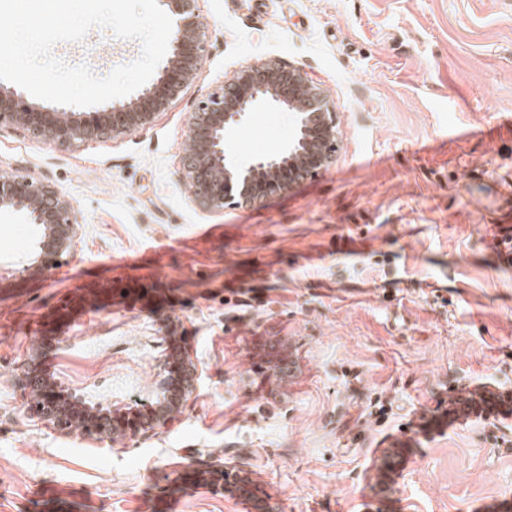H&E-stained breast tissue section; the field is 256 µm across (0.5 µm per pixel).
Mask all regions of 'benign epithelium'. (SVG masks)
Returning a JSON list of instances; mask_svg holds the SVG:
<instances>
[{"instance_id":"7a95c632","label":"benign epithelium","mask_w":512,"mask_h":512,"mask_svg":"<svg viewBox=\"0 0 512 512\" xmlns=\"http://www.w3.org/2000/svg\"><path fill=\"white\" fill-rule=\"evenodd\" d=\"M172 20L171 51L153 82L138 94L96 112L47 110L20 90L0 89V127L13 125L64 148L124 138L151 125L156 116L196 80L207 55V31L199 21V0H159ZM262 110L288 112V141L272 155L238 157L226 134ZM192 149L181 158V181L199 210L221 213L224 206H247L285 192L333 162L337 150L336 112L306 71L270 58L237 70L199 101L189 118ZM21 214L39 229L36 257L25 268L42 275L75 250L81 215L58 187L29 173L0 174V212ZM159 381L146 393L120 401L91 396L83 386L57 390L61 406H36L38 419L61 434L75 430L100 445L146 441L169 428L188 403L202 371L181 346L178 358L158 359ZM191 478L229 496L251 493L243 467L221 460L196 467Z\"/></svg>"}]
</instances>
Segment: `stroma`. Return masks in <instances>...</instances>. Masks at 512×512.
Listing matches in <instances>:
<instances>
[{
  "label": "stroma",
  "mask_w": 512,
  "mask_h": 512,
  "mask_svg": "<svg viewBox=\"0 0 512 512\" xmlns=\"http://www.w3.org/2000/svg\"><path fill=\"white\" fill-rule=\"evenodd\" d=\"M206 61L152 126L74 148L0 129V173L59 187L76 250L40 276L35 225L0 213V512H250L179 473L245 465L281 512H512V426L439 422L452 390L512 393V0H200ZM52 53L100 76L137 41L92 28ZM278 57L334 104L336 160L249 207L199 211L180 180L197 103ZM284 112L229 135L278 151ZM48 372L92 368L106 394L148 387L180 324L203 378L175 425L102 450L46 428L18 381L46 316ZM71 347H63V340ZM288 355L287 385L249 364ZM402 448L379 489L372 467Z\"/></svg>",
  "instance_id": "stroma-1"
}]
</instances>
